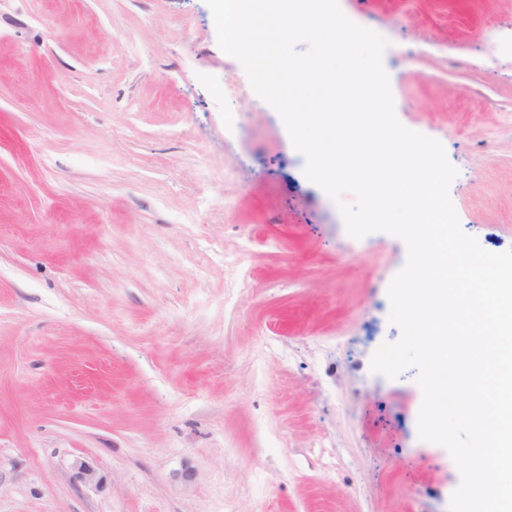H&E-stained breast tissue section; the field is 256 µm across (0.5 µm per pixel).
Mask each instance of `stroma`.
I'll list each match as a JSON object with an SVG mask.
<instances>
[{"label":"stroma","instance_id":"stroma-1","mask_svg":"<svg viewBox=\"0 0 512 512\" xmlns=\"http://www.w3.org/2000/svg\"><path fill=\"white\" fill-rule=\"evenodd\" d=\"M339 6L512 249V0ZM304 167L205 0H0V512H450L417 369L371 368L407 246Z\"/></svg>","mask_w":512,"mask_h":512}]
</instances>
